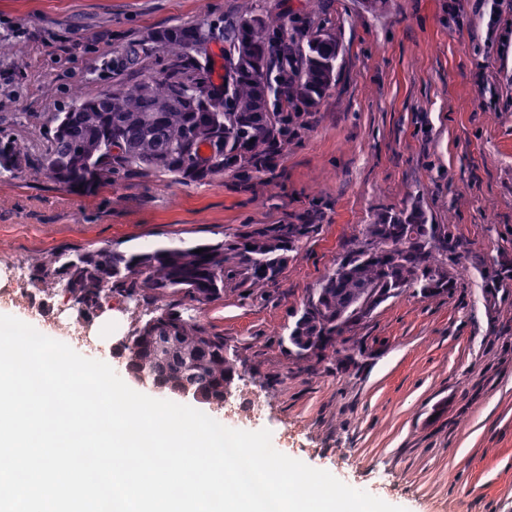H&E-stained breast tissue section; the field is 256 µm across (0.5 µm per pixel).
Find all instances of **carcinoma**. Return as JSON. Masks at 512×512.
<instances>
[{"instance_id": "cac0c4a2", "label": "carcinoma", "mask_w": 512, "mask_h": 512, "mask_svg": "<svg viewBox=\"0 0 512 512\" xmlns=\"http://www.w3.org/2000/svg\"><path fill=\"white\" fill-rule=\"evenodd\" d=\"M164 58L148 76L112 84V95L73 93L65 112L47 118L46 147L36 158L0 128V173L45 175L91 196L105 185L162 178L209 184L226 173L241 187L274 175L312 115L335 86L340 46L320 17L284 19L266 10L177 24L157 31ZM221 44L215 59L208 44ZM318 230L299 224H246L217 243L129 252L67 248L37 256L28 281L55 280L90 323L112 299L150 305L157 314L121 344L134 372L163 379L219 405L237 376L224 337L184 315L224 297L226 288L279 281L289 253ZM202 253H196V250ZM468 259L464 242L435 224L419 203L377 213L311 289L288 328V352L309 357L361 350L352 329L382 303L412 290L423 298L457 288L452 269ZM487 291H512V258L479 269Z\"/></svg>"}]
</instances>
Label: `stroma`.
Masks as SVG:
<instances>
[{"instance_id": "stroma-1", "label": "stroma", "mask_w": 512, "mask_h": 512, "mask_svg": "<svg viewBox=\"0 0 512 512\" xmlns=\"http://www.w3.org/2000/svg\"><path fill=\"white\" fill-rule=\"evenodd\" d=\"M253 7L330 17L341 46L335 86L275 177L246 191L229 175L134 178L82 196L2 173L0 297L26 286L34 254L217 243L315 214L277 284L225 289L198 313L238 358L232 400L259 397L273 447L289 426L305 464L405 512H512V294H486L477 270L512 255V0H0V127L40 153L73 88L127 79L128 43L148 73L150 32ZM414 202L471 250L455 293L381 304L352 331L356 365L288 355L296 310L346 242Z\"/></svg>"}]
</instances>
